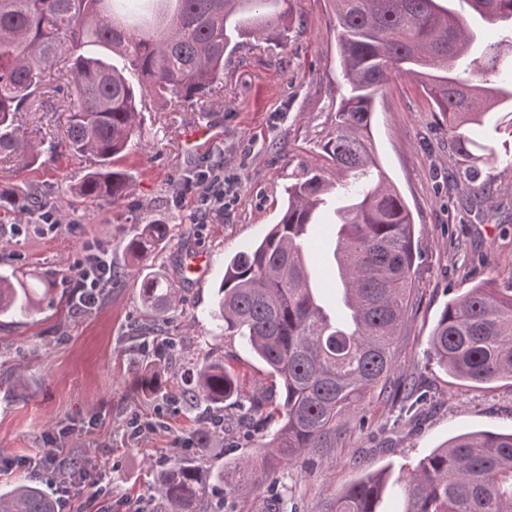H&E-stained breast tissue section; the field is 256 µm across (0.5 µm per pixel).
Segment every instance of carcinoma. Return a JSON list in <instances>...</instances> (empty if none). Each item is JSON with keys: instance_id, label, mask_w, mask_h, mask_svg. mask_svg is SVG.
Wrapping results in <instances>:
<instances>
[{"instance_id": "cac0c4a2", "label": "carcinoma", "mask_w": 512, "mask_h": 512, "mask_svg": "<svg viewBox=\"0 0 512 512\" xmlns=\"http://www.w3.org/2000/svg\"><path fill=\"white\" fill-rule=\"evenodd\" d=\"M283 0H0V155L37 157L36 145L14 116L39 110L53 95L69 98L66 136L52 149L94 160L74 188L92 200L115 203L128 191L115 167L132 141L146 101L192 105L223 87L224 54L235 39L287 40ZM336 15L337 50L347 93L322 150L336 169L288 187L280 219L256 245L226 265L213 316L224 335L241 336L279 387L274 411L280 424L259 444V458L234 465L238 480L257 469L274 475L306 449L336 447L337 431L375 389L386 391L395 372V343L411 306L414 233L411 212L386 177L375 152L376 98L394 73L419 81L453 134L458 160L468 172L496 159L471 127L512 101V0H465L470 16L441 0H330ZM508 28L498 42L477 49L470 74L458 64L474 50L472 17ZM106 45L137 74L86 54ZM67 55L66 82L49 85L50 70ZM335 210L332 258L336 284L350 317L329 321L312 288L308 227L327 198ZM44 206L38 191L0 190V208L32 216ZM169 226L153 222L131 238L126 253L145 264L168 238ZM145 309L162 317L178 303L177 289L155 277L140 283ZM38 305L33 284L0 275V313L26 314ZM437 364L472 384L512 380V287L477 285L450 300L432 331ZM135 378L148 395L204 402L208 409L249 400L258 413L270 395L244 396L234 372L217 357L187 367L181 385H170L155 364ZM211 417L191 437L192 450L156 470L143 512H216L224 468L202 465L204 449L219 433ZM388 469L370 472L336 495L333 512H379ZM404 481L400 512H512V431L459 434L419 459ZM0 512H58V501L33 479L0 493Z\"/></svg>"}]
</instances>
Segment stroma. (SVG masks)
<instances>
[{
  "label": "stroma",
  "instance_id": "stroma-1",
  "mask_svg": "<svg viewBox=\"0 0 512 512\" xmlns=\"http://www.w3.org/2000/svg\"><path fill=\"white\" fill-rule=\"evenodd\" d=\"M286 45L247 39L224 67V86L195 105H148L129 150L118 159L129 189L117 202L71 195L92 162L42 153L23 167L0 159V189L24 184L46 198L59 215L56 235L30 230L15 237V218L0 215V275L36 273L55 286L38 311L0 314V461L42 455L47 434L67 429L64 440L76 457L103 467L112 485V512H136L158 461L183 455L206 414L202 405L144 394L136 385L139 363L162 356L165 375L180 381L188 363L216 356L239 375L245 393L267 387L265 366L239 337L225 335L209 315L224 265L260 241L286 204L285 190L311 172L329 169L322 151L345 91L329 0H289ZM16 122L36 141L63 137L67 107L51 101L40 112H20ZM491 118L477 134L491 144L497 163L472 179L455 171L454 142L419 84L395 75L375 106L373 139L383 170L414 218V291L396 345V380L417 378L425 397L371 395L352 412L332 448L306 451L281 466L274 480L225 493L223 512H331L336 495L360 475L389 469L394 481L382 512H397L399 477L451 437L482 430H512V380L474 385L458 380L433 359L429 339L445 304L483 283L512 286V138ZM206 131L204 139L189 136ZM494 184L500 215L484 217L475 202ZM334 202L317 214L311 237L323 245L314 265V286L328 310L336 292L324 271L334 245ZM168 224L167 242L135 273L127 241L143 225ZM112 256L119 280L108 297L90 308L70 301L58 279L86 243ZM206 255L199 273L186 270L191 257ZM177 288L180 302L160 319L157 332L139 338L148 318L139 295L142 275ZM142 424L132 437V423ZM274 423L241 422L235 405L224 408V431L205 458L232 472Z\"/></svg>",
  "mask_w": 512,
  "mask_h": 512
}]
</instances>
